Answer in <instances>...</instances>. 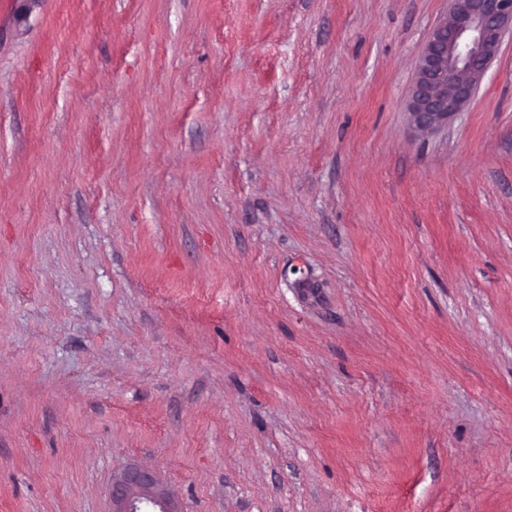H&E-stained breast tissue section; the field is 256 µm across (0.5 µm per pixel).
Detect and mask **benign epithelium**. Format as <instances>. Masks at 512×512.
I'll return each instance as SVG.
<instances>
[{
    "label": "benign epithelium",
    "instance_id": "benign-epithelium-1",
    "mask_svg": "<svg viewBox=\"0 0 512 512\" xmlns=\"http://www.w3.org/2000/svg\"><path fill=\"white\" fill-rule=\"evenodd\" d=\"M512 32V0H450L418 56L407 101L411 126L439 131L472 101ZM111 512H182L158 476L137 466L113 474Z\"/></svg>",
    "mask_w": 512,
    "mask_h": 512
}]
</instances>
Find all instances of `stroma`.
Masks as SVG:
<instances>
[{
    "label": "stroma",
    "mask_w": 512,
    "mask_h": 512,
    "mask_svg": "<svg viewBox=\"0 0 512 512\" xmlns=\"http://www.w3.org/2000/svg\"><path fill=\"white\" fill-rule=\"evenodd\" d=\"M448 0H0V512H512V34ZM512 32V0H451L418 56L407 101L418 132L448 126L472 101ZM111 512H182L179 498L158 476L126 466L112 476Z\"/></svg>",
    "instance_id": "obj_1"
}]
</instances>
